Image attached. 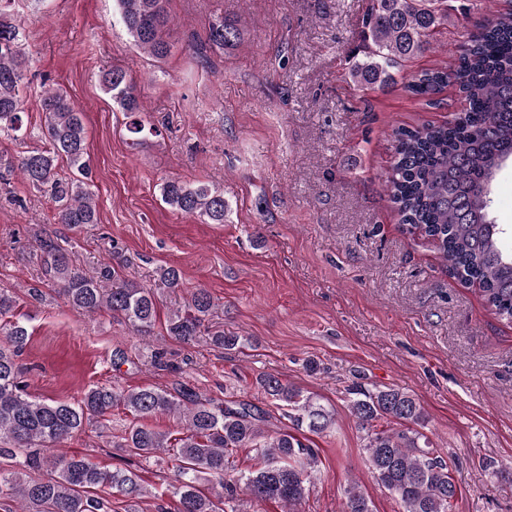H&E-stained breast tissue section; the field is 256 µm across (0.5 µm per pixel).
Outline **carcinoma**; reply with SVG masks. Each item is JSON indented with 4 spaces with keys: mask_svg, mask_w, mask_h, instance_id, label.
Segmentation results:
<instances>
[{
    "mask_svg": "<svg viewBox=\"0 0 512 512\" xmlns=\"http://www.w3.org/2000/svg\"><path fill=\"white\" fill-rule=\"evenodd\" d=\"M11 2L0 0V133L7 134L21 129L23 80L32 61L23 23L9 10ZM164 2L116 0L134 46L157 60L170 51ZM447 19L448 0H370L352 56V77L368 85L386 83L392 70L432 48L437 27ZM241 37L237 25L219 17L210 23L207 41L222 50L236 46ZM462 38L453 72L422 70L411 76L407 89L431 98L451 83L464 105L450 122L395 129L387 190L401 223L432 243L448 275L478 286L490 310L512 323V251L502 247L505 229L489 212L496 175L512 162V9L476 33L463 32ZM101 81L123 111H141L133 80L124 70L110 68ZM39 106L48 147L24 152L17 168L34 188L49 194L57 223L71 228L96 224L82 113L61 90H42ZM127 132L134 144L148 135H161L158 127L140 121L131 122ZM61 159L70 168L68 176L57 171ZM160 192L172 209L212 224L224 223L229 210L223 190L214 184L169 178ZM32 246L40 252L43 277L73 308L89 315H121L134 333L151 335L156 322L154 293L121 276L126 260L119 252H112L114 264L90 271L77 266L58 237L45 228L33 232ZM106 282L112 287H105ZM158 284L182 287L180 270L159 268ZM14 306L15 299L0 291V459L25 454L22 468L0 470V497L18 501L20 512H105V499L98 496L102 489L130 500L147 494L133 472L103 469L62 450L93 419L100 430H107V416L118 406L139 417L167 413L185 421L179 438L134 425L115 444L145 457L176 449V504L171 509L160 505L158 512H239L233 502L241 494L254 508L273 502L284 507L282 512H300L318 467V450L302 433L321 435L334 424L333 413L317 398L272 373L256 378L265 398L287 408L289 424L270 436L262 428L267 411L258 404H224L186 385L172 392L154 386L116 390L93 385L77 405L33 398L16 362L29 334L24 325L9 319ZM212 308L209 292L196 289L187 309L168 318L167 334L191 343L205 332L219 348H242L247 337L209 326ZM346 400L365 433L370 472L394 496L400 512H451L457 484L445 458L420 431L426 416L419 400L400 388H370L359 382L348 386ZM241 449L252 452L253 466L224 482V496L204 494L199 488L201 475L223 478L233 467L230 458ZM344 494L343 512H371L358 484H349Z\"/></svg>",
    "mask_w": 512,
    "mask_h": 512,
    "instance_id": "cac0c4a2",
    "label": "carcinoma"
}]
</instances>
